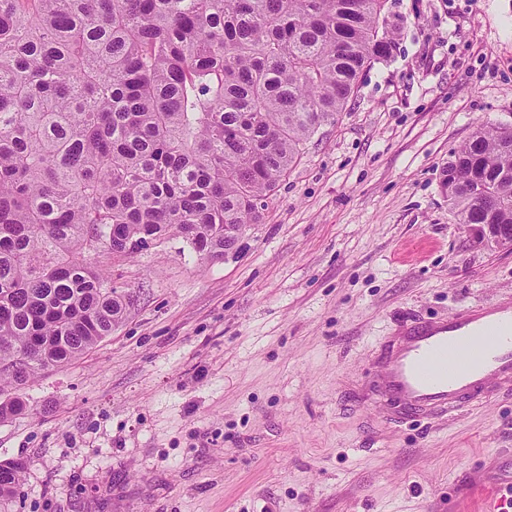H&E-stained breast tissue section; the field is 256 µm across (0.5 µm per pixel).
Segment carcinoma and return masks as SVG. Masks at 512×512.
Instances as JSON below:
<instances>
[{
  "mask_svg": "<svg viewBox=\"0 0 512 512\" xmlns=\"http://www.w3.org/2000/svg\"><path fill=\"white\" fill-rule=\"evenodd\" d=\"M394 47L386 0H0V420L122 319L85 255L224 258ZM441 188L512 225V129L478 126ZM23 469L0 461L1 500Z\"/></svg>",
  "mask_w": 512,
  "mask_h": 512,
  "instance_id": "cac0c4a2",
  "label": "carcinoma"
}]
</instances>
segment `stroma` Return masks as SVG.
Returning <instances> with one entry per match:
<instances>
[{
	"label": "stroma",
	"mask_w": 512,
	"mask_h": 512,
	"mask_svg": "<svg viewBox=\"0 0 512 512\" xmlns=\"http://www.w3.org/2000/svg\"><path fill=\"white\" fill-rule=\"evenodd\" d=\"M388 14L392 56L235 254L89 256L131 301L0 421L25 464L0 512H481L512 489V386L421 421L360 391L397 325L512 300V245H474L440 184L480 123L512 127V0Z\"/></svg>",
	"instance_id": "obj_1"
}]
</instances>
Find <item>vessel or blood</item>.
I'll return each instance as SVG.
<instances>
[{
	"label": "vessel or blood",
	"mask_w": 512,
	"mask_h": 512,
	"mask_svg": "<svg viewBox=\"0 0 512 512\" xmlns=\"http://www.w3.org/2000/svg\"><path fill=\"white\" fill-rule=\"evenodd\" d=\"M512 385V300L404 325L377 359L374 396L399 416L457 414Z\"/></svg>",
	"instance_id": "vessel-or-blood-1"
}]
</instances>
